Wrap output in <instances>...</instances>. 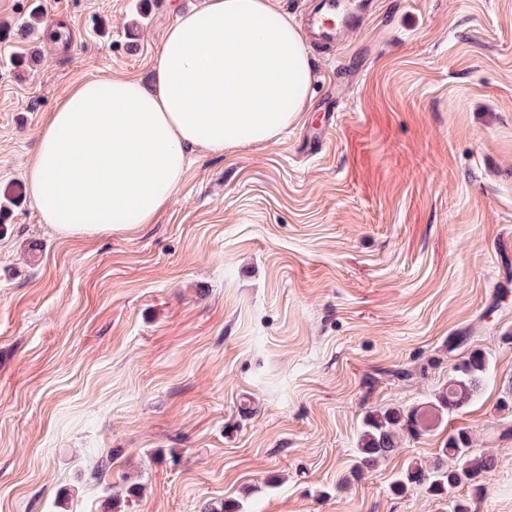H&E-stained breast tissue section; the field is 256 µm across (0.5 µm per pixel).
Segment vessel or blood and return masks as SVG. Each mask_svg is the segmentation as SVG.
<instances>
[{
    "mask_svg": "<svg viewBox=\"0 0 512 512\" xmlns=\"http://www.w3.org/2000/svg\"><path fill=\"white\" fill-rule=\"evenodd\" d=\"M303 34L312 41L334 45L345 32L360 28L366 9L359 0H309Z\"/></svg>",
    "mask_w": 512,
    "mask_h": 512,
    "instance_id": "obj_1",
    "label": "vessel or blood"
}]
</instances>
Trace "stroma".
Returning <instances> with one entry per match:
<instances>
[{"label":"stroma","instance_id":"35a3bbf8","mask_svg":"<svg viewBox=\"0 0 512 512\" xmlns=\"http://www.w3.org/2000/svg\"><path fill=\"white\" fill-rule=\"evenodd\" d=\"M37 1L77 27L67 60L20 31ZM202 3L0 5V512H112L113 484L122 512H450L391 484L460 428L496 468L457 495L512 512V0H375L312 44L298 124L195 149L153 223L60 238L27 182L52 112L90 77L153 86ZM474 349L478 397L353 476L364 417L425 406Z\"/></svg>","mask_w":512,"mask_h":512}]
</instances>
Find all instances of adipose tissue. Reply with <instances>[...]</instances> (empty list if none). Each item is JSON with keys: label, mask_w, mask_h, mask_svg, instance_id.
Listing matches in <instances>:
<instances>
[{"label": "adipose tissue", "mask_w": 512, "mask_h": 512, "mask_svg": "<svg viewBox=\"0 0 512 512\" xmlns=\"http://www.w3.org/2000/svg\"><path fill=\"white\" fill-rule=\"evenodd\" d=\"M312 76L299 26L268 0H205L167 29L154 91L94 77L66 95L28 173L35 207L64 238L152 223L189 147L221 152L278 138L305 111Z\"/></svg>", "instance_id": "1"}]
</instances>
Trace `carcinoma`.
<instances>
[{"mask_svg":"<svg viewBox=\"0 0 512 512\" xmlns=\"http://www.w3.org/2000/svg\"><path fill=\"white\" fill-rule=\"evenodd\" d=\"M489 369L485 353L474 349L455 365L448 385L435 395L429 408L397 406L368 414L358 438L355 473L361 475L390 456L402 438L419 436L435 422L460 412L485 385ZM493 468V458L476 452L467 431L458 429L448 435L432 465L408 464L392 488L397 493L420 488L437 499L450 496L452 490L462 485L483 491Z\"/></svg>","mask_w":512,"mask_h":512,"instance_id":"cac0c4a2","label":"carcinoma"}]
</instances>
